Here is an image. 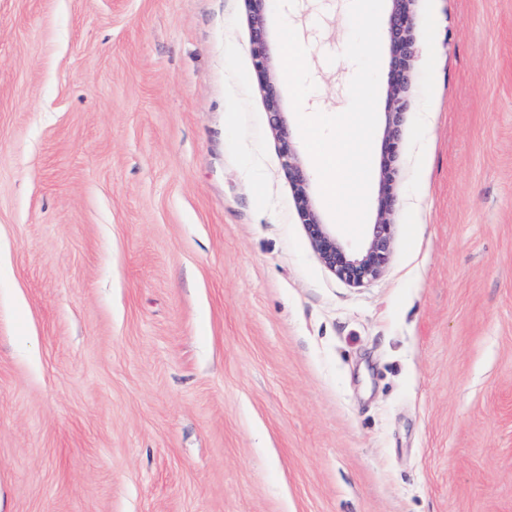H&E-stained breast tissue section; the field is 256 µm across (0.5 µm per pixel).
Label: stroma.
Listing matches in <instances>:
<instances>
[{
	"label": "stroma",
	"instance_id": "35a3bbf8",
	"mask_svg": "<svg viewBox=\"0 0 512 512\" xmlns=\"http://www.w3.org/2000/svg\"><path fill=\"white\" fill-rule=\"evenodd\" d=\"M349 2L286 12L309 111L349 105ZM415 20L392 250L354 286L246 0H0V512H512V0Z\"/></svg>",
	"mask_w": 512,
	"mask_h": 512
}]
</instances>
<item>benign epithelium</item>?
<instances>
[{
    "label": "benign epithelium",
    "mask_w": 512,
    "mask_h": 512,
    "mask_svg": "<svg viewBox=\"0 0 512 512\" xmlns=\"http://www.w3.org/2000/svg\"><path fill=\"white\" fill-rule=\"evenodd\" d=\"M246 2L253 26L250 54L255 74L265 93L267 111L275 120L274 128L281 140L283 165L288 170L292 182L301 223L324 265L347 283L361 285L381 274L392 248V224L389 216L395 203V162L406 96L410 90L416 56L413 12L415 0H390L392 9L386 38L391 49V60L386 83L388 110L385 112L383 135V152L386 160L379 176L380 204L377 219L371 225L365 247L358 253L347 251L336 237V233L321 222L312 208L307 192V179L297 164L288 130L281 120L279 96L270 76L269 47L264 37V22L272 0Z\"/></svg>",
    "instance_id": "7a95c632"
}]
</instances>
